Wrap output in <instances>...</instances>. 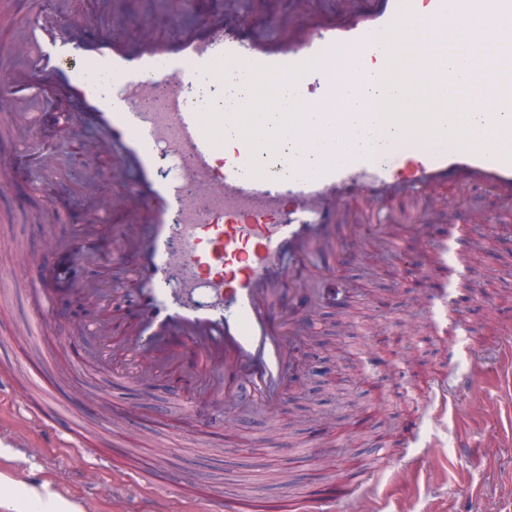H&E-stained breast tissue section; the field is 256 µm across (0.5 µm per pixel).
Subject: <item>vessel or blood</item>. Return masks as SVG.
I'll list each match as a JSON object with an SVG mask.
<instances>
[{
  "label": "vessel or blood",
  "mask_w": 512,
  "mask_h": 512,
  "mask_svg": "<svg viewBox=\"0 0 512 512\" xmlns=\"http://www.w3.org/2000/svg\"><path fill=\"white\" fill-rule=\"evenodd\" d=\"M210 4L174 0L173 15H207L176 35L151 16H125L121 0H111L97 16L40 17L0 55V90L18 101L31 92L67 99L75 109L59 114V129L94 125L100 136L84 145L87 161L112 158L111 168L87 185L94 221L52 243L53 253L67 258L105 233L120 240L90 295L103 301L127 293L133 308L88 326L101 344L99 365L108 369L123 360L143 388L156 375H178L195 398L190 414L202 439L224 430L208 399L224 397L229 409L279 403L295 371L296 344L311 327V308L296 304L303 284L337 253L360 254L366 224L377 217L403 222L426 240L439 192L465 185L512 204V161L442 139L419 136L384 156L351 159L308 179L288 172L290 155L268 147L253 151L240 138L227 148L211 144L201 124L210 92L224 88L208 71L218 59L291 66L340 46L348 56L344 66L299 80L297 96L306 103L313 91L352 87L383 71L387 54L376 36L405 5L431 41L412 52L424 59L435 84L455 85L449 28L471 31L464 48L468 84L483 94L484 127L496 130L512 116V96L494 93L512 85V39L489 52L480 34L512 18L503 0H465L460 14L449 0H279L273 12L266 0H225L223 13L215 15ZM88 68L112 76L111 97L85 76ZM254 156L269 161L264 176L249 174ZM351 202L361 206L360 223L337 228ZM115 264L126 273L119 287L112 281ZM21 271L36 283L35 325L53 322L62 291L55 269L28 257ZM460 386L455 378L436 380L425 398L447 407ZM211 501L220 512L294 509L290 496L275 503L255 494Z\"/></svg>",
  "instance_id": "b4317fda"
}]
</instances>
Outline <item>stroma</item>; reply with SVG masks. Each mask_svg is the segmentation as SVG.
I'll return each instance as SVG.
<instances>
[{"label":"stroma","instance_id":"obj_1","mask_svg":"<svg viewBox=\"0 0 512 512\" xmlns=\"http://www.w3.org/2000/svg\"><path fill=\"white\" fill-rule=\"evenodd\" d=\"M82 139L59 136L52 172L29 168L25 177L0 191V268L12 264L13 241L41 252L39 227L46 196H66L74 207L56 237L75 233L91 215L79 201L88 166ZM484 190L462 187L450 194L429 219L428 234L448 244V263L432 265L428 288L395 280L393 271L418 244L403 225L389 228L394 247L367 244L361 257L338 256L314 285L320 292L343 288L350 302L340 313L324 301L314 305L315 324L303 346L314 345L337 362L338 369L317 396L290 386L292 402L267 412L229 415L238 442L221 450L191 439L187 398H174L165 377L147 389L100 371L93 359L100 346L90 336L74 339V321L49 325L46 347L29 349L23 334L30 324L33 298L28 282L14 275L6 283L12 303L0 310V437L15 447L0 453V479L15 491L32 485L50 493L64 491L81 512H200L201 497L218 492L227 498L249 490L275 499L288 494L308 502L341 498L350 482L366 473L374 448L384 443L388 467L369 496L353 512H469L476 491L488 496L491 512H512V438L507 435L504 381L512 364L502 358L512 337V218L474 223L470 210L489 204ZM447 291L463 311V329L445 336L431 328L432 302ZM481 367H473L474 357ZM55 383L52 407L76 425L85 451L60 446L50 430H33L19 405L25 384H13L16 366ZM453 372L463 386L453 405L423 422L417 441L409 423L419 417L400 392L385 387L429 381ZM383 383L375 392L373 382ZM292 444L284 453L281 439ZM112 458L108 469L93 468L89 449ZM164 471L170 487L129 480L126 470ZM195 481L188 493L179 486L185 474Z\"/></svg>","mask_w":512,"mask_h":512}]
</instances>
